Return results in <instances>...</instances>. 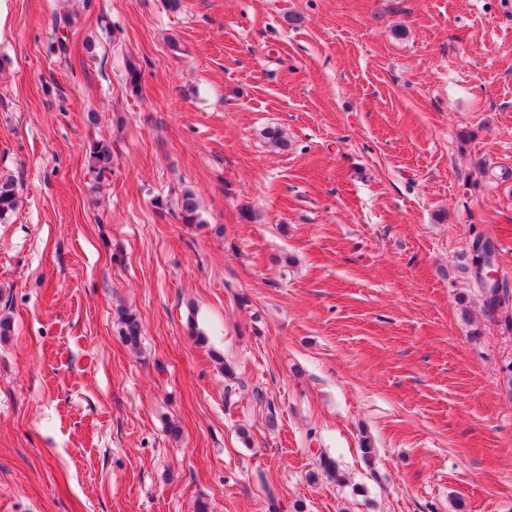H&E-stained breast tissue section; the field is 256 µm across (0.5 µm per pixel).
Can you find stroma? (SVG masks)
Masks as SVG:
<instances>
[{"label":"stroma","mask_w":512,"mask_h":512,"mask_svg":"<svg viewBox=\"0 0 512 512\" xmlns=\"http://www.w3.org/2000/svg\"><path fill=\"white\" fill-rule=\"evenodd\" d=\"M181 4L0 0V512H512V0ZM88 170L97 180L104 179L112 171V149L104 140H96L86 150ZM19 205L20 198L14 180L0 176V221L15 213ZM118 320L120 323V335L124 341L131 347H137L142 335V325L135 313L120 309L118 311Z\"/></svg>","instance_id":"35a3bbf8"}]
</instances>
